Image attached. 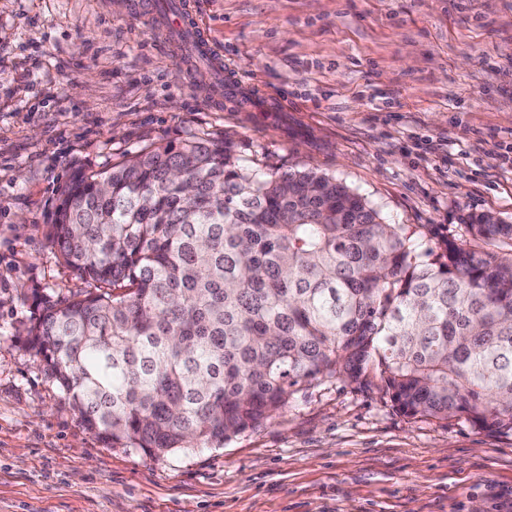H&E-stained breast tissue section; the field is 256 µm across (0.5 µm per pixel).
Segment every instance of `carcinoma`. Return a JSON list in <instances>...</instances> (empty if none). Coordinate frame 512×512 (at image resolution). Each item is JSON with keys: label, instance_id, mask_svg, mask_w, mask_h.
Instances as JSON below:
<instances>
[{"label": "carcinoma", "instance_id": "cac0c4a2", "mask_svg": "<svg viewBox=\"0 0 512 512\" xmlns=\"http://www.w3.org/2000/svg\"><path fill=\"white\" fill-rule=\"evenodd\" d=\"M459 230L386 224L227 138L153 143L61 186L50 243L93 290H33L25 346L88 431L154 458L219 448L332 378L512 435V224Z\"/></svg>", "mask_w": 512, "mask_h": 512}]
</instances>
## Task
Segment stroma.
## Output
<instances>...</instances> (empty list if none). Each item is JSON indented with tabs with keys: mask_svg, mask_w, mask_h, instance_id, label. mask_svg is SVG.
I'll list each match as a JSON object with an SVG mask.
<instances>
[{
	"mask_svg": "<svg viewBox=\"0 0 512 512\" xmlns=\"http://www.w3.org/2000/svg\"><path fill=\"white\" fill-rule=\"evenodd\" d=\"M127 0H0V512H501L512 436L330 379L220 448L87 431L22 340L32 290L87 291L47 226L76 170L231 139L336 178L389 224H512V0H192L236 96Z\"/></svg>",
	"mask_w": 512,
	"mask_h": 512,
	"instance_id": "obj_1",
	"label": "stroma"
}]
</instances>
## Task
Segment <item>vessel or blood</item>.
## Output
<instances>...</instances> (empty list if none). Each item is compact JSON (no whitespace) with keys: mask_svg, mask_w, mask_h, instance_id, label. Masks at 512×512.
Masks as SVG:
<instances>
[{"mask_svg":"<svg viewBox=\"0 0 512 512\" xmlns=\"http://www.w3.org/2000/svg\"><path fill=\"white\" fill-rule=\"evenodd\" d=\"M129 7L139 12L147 11L152 22L163 25L168 42L177 53L218 61L215 46L207 38L186 0H152L147 6L141 4L140 0H131Z\"/></svg>","mask_w":512,"mask_h":512,"instance_id":"b4317fda","label":"vessel or blood"}]
</instances>
